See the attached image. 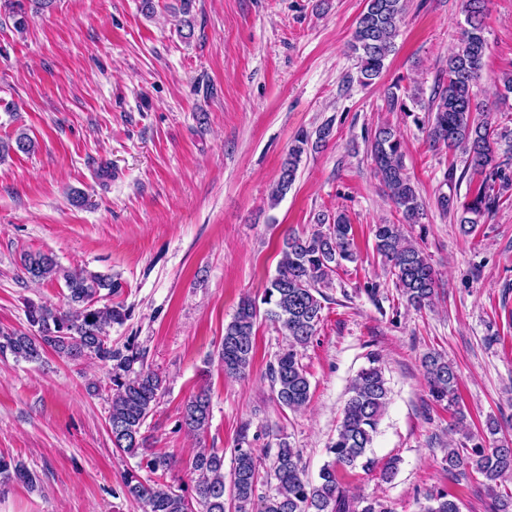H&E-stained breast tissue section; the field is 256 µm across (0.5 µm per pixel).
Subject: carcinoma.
I'll return each mask as SVG.
<instances>
[{"instance_id":"obj_1","label":"carcinoma","mask_w":512,"mask_h":512,"mask_svg":"<svg viewBox=\"0 0 512 512\" xmlns=\"http://www.w3.org/2000/svg\"><path fill=\"white\" fill-rule=\"evenodd\" d=\"M43 11L53 0H0V6L22 33L28 26L25 2ZM177 32L185 39L194 32L190 17L193 0H180ZM406 9V0H366L353 32L351 51L358 55L362 84L368 86L380 77L385 61L392 52L397 23ZM485 0H466L465 21L457 49L448 55L446 79L438 84L428 106L427 138L434 148L459 150L465 156L466 169L480 178L470 199L457 203L451 195L438 198L443 213L452 210L463 235H471L499 207L503 191L512 185L504 158L512 154V131L497 129L476 119L480 111L475 102L474 86L482 77L487 40L483 17ZM393 84L386 90L390 110L407 114L406 102ZM310 142V134L300 131L282 161L279 176L271 193L277 203L292 187ZM35 141L25 132L14 141L0 140V162L15 150L28 154ZM404 141L400 132L389 125L378 127L370 143L376 174L385 194L401 215L397 224H377L374 228L375 250L390 263L395 284L408 305L420 310L432 303L435 273L423 250L406 237L404 225L418 224L424 215L423 203L403 164ZM319 229L309 235L288 234L283 237L281 258L275 275L268 281L261 302L246 297L241 300L232 320L224 327L217 357L224 373L239 377L250 367L255 353V327L263 317L288 336V349L280 352L269 365L268 377L278 401L289 409L304 407L310 401V382L298 359V348L306 346L321 320L320 288L327 286L342 262H354L352 225L341 212L317 216ZM26 277L33 281L63 282L64 306L42 302L26 303V320L30 331H0V350H9L18 360L38 362L47 349L79 361L85 358L107 369L108 431L112 445L135 456L146 450L148 438L142 433L148 417L164 393L159 373L144 367L143 354L129 343L112 348V325L128 317L120 304L105 302L119 292L122 285L110 274L71 271L63 268L45 252H27L21 257ZM424 368L433 396L457 404L459 377L455 367L444 357L429 353ZM388 403V388L377 366L361 369L351 382L349 398L337 429L336 439L328 452L332 460L325 464L318 481L305 478L299 455L282 443L266 474H261L252 449H235L230 480L224 481V456L199 449L193 457L196 473L194 500L187 499L172 484L144 478L135 471L124 477L127 494L140 503L143 512H387L379 501L361 507L342 487L338 472L360 466L368 469L373 460L366 457ZM211 401L202 390L188 400L182 410L181 425L191 432H203L209 426ZM446 461L448 475L454 480L474 472L492 498L495 512H512V492L500 487L512 478V442L495 440L486 448L480 443L468 448H450ZM38 475L22 462L0 457V486L20 482L36 485ZM268 485L264 494L259 486ZM427 512H460L455 496L440 492L428 496Z\"/></svg>"}]
</instances>
